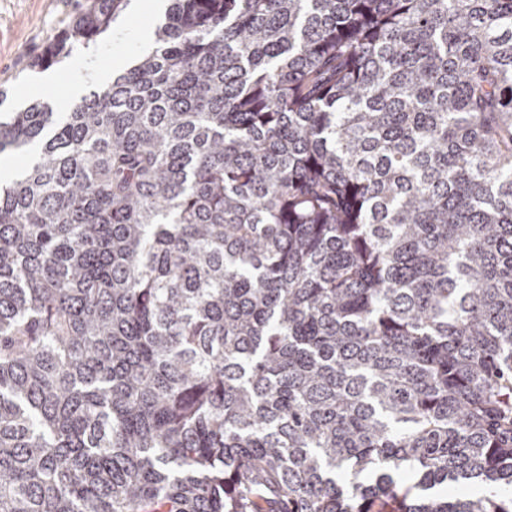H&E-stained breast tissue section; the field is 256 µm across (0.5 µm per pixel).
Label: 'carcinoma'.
<instances>
[{
    "mask_svg": "<svg viewBox=\"0 0 512 512\" xmlns=\"http://www.w3.org/2000/svg\"><path fill=\"white\" fill-rule=\"evenodd\" d=\"M32 149L0 512H512V0H170Z\"/></svg>",
    "mask_w": 512,
    "mask_h": 512,
    "instance_id": "obj_1",
    "label": "carcinoma"
}]
</instances>
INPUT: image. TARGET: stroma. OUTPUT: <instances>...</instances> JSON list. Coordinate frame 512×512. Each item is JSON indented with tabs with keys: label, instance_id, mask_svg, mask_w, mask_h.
<instances>
[{
	"label": "stroma",
	"instance_id": "35a3bbf8",
	"mask_svg": "<svg viewBox=\"0 0 512 512\" xmlns=\"http://www.w3.org/2000/svg\"><path fill=\"white\" fill-rule=\"evenodd\" d=\"M86 0H0V113L32 101L65 112L74 98L89 94L109 74H120L150 46L165 19L168 0H126L110 29L95 44H74L62 62L44 70L29 63L71 30Z\"/></svg>",
	"mask_w": 512,
	"mask_h": 512
}]
</instances>
